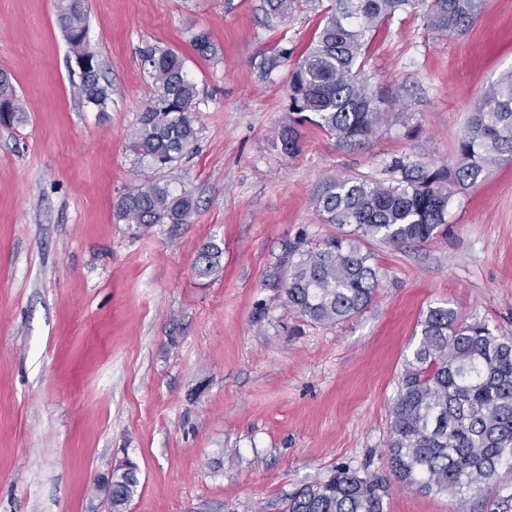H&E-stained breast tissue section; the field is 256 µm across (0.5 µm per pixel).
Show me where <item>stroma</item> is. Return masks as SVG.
<instances>
[{"label":"stroma","mask_w":512,"mask_h":512,"mask_svg":"<svg viewBox=\"0 0 512 512\" xmlns=\"http://www.w3.org/2000/svg\"><path fill=\"white\" fill-rule=\"evenodd\" d=\"M112 85L82 101L58 0H0V72L26 120L0 126V512H108L95 487L139 466L128 512H284L341 466L382 477L384 512H492L496 488L451 496L403 486L388 460L391 406L412 337L446 306L512 339V159L450 186L427 242H363L370 305L335 325L289 309L288 255L337 233L312 200L331 180L392 182L399 165L446 175L470 111L512 71V0H485L461 35L400 12L371 34L364 75L389 106L373 139L344 149L317 127L285 154L289 67L321 21L269 20L265 0H83ZM207 31L215 47L192 46ZM183 57L197 144L163 174L189 192L186 224L146 230L115 206L149 171L131 135L153 95L146 46ZM221 243L201 280L199 248ZM270 53V54H267ZM293 51L288 48H274L261 55V60L258 63V68L265 76L270 75L276 68L288 65ZM223 248L220 243L210 240L204 243L198 250L194 271L198 278H208L215 274L221 267Z\"/></svg>","instance_id":"1"}]
</instances>
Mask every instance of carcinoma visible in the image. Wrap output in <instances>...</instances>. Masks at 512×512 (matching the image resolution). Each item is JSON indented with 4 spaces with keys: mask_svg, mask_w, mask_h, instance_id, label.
I'll return each mask as SVG.
<instances>
[{
    "mask_svg": "<svg viewBox=\"0 0 512 512\" xmlns=\"http://www.w3.org/2000/svg\"><path fill=\"white\" fill-rule=\"evenodd\" d=\"M82 0H65L58 23L70 52L87 42ZM321 0H266L270 18L286 19ZM484 0H333L323 25L294 63L288 83V123L279 141L293 154L309 122L354 149L376 134L387 101L361 77L366 45L383 21L405 10L427 6L428 27L440 35L465 32ZM292 51L274 48L258 68L268 76L288 64ZM154 93L143 112L132 149L153 171L170 169L197 139L192 115L197 86L185 61L169 49L143 51ZM79 91L88 104L104 106L111 86L91 61L80 74ZM23 108L7 76H0V123H18ZM448 178L456 186L475 184L501 160L512 158V74L491 85L471 109L455 146ZM394 184L367 179L332 180L314 205L336 237L288 256V306L318 324H336L371 302L377 272L359 241L397 245L424 243L445 223L449 192L438 177L401 166ZM195 203L174 194L169 184L147 177L116 204L118 217L137 229L155 224H186ZM223 248L210 240L198 250L194 271L208 278L221 267ZM391 467L407 487L429 494L479 492L512 476V339L495 335L481 322H468L448 307L427 310L417 322L390 411ZM138 475L112 473L108 512H125L139 493ZM385 486L373 474L340 468L328 479L307 484L288 498L286 512H384Z\"/></svg>",
    "mask_w": 512,
    "mask_h": 512,
    "instance_id": "1",
    "label": "carcinoma"
}]
</instances>
